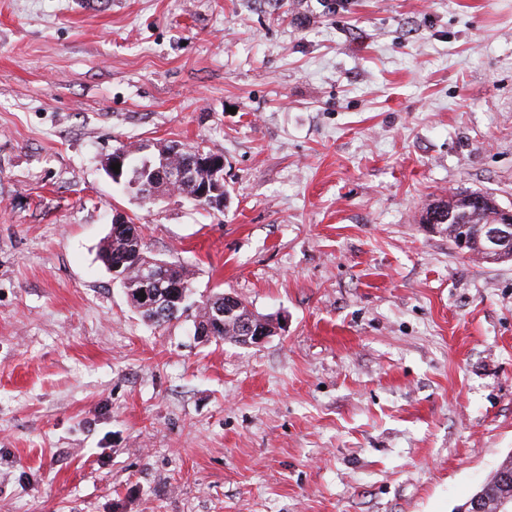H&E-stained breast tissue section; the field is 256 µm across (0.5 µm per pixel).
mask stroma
I'll return each mask as SVG.
<instances>
[{
	"label": "stroma",
	"mask_w": 512,
	"mask_h": 512,
	"mask_svg": "<svg viewBox=\"0 0 512 512\" xmlns=\"http://www.w3.org/2000/svg\"><path fill=\"white\" fill-rule=\"evenodd\" d=\"M0 0V512H452L512 454V261L429 205L512 208V0ZM224 156L223 209L105 162ZM196 300L155 326L115 212ZM126 227L118 234L113 235L112 228L108 235L104 238L99 248V259L110 271L112 266V275L118 279H123L125 272L122 271L121 264H112L114 261H122L124 269H128L127 276L124 280H120V284L126 289H137V291L129 292L126 294L128 301L133 307L139 311L143 317L151 321L153 324L162 325L169 323L173 319L179 317V313L185 310L187 307L188 299L190 298L193 291V281L191 270L184 265H177L167 262H157V268H147L144 282L145 284L153 281L158 277L160 273L165 270V274L159 277L152 284L155 291H159V288L165 289L167 280H175L184 286V292L186 294V303L183 306L180 303H175L164 298L167 294L177 295L182 294V285L176 282H171L167 285L163 292H160V300L162 301L161 311L154 312L151 308H156L160 302H156L159 299V293L153 291L151 288L143 287L144 282L141 279V267L147 261V258H153L146 254L143 243L142 230L140 225L134 224L133 221L128 220L125 224ZM171 266V267H170ZM170 267V268H169ZM143 287V288H142ZM140 292L145 293V297L140 296ZM164 293V294H163ZM144 298V301H141ZM178 306L173 309V306ZM147 309V310H146ZM225 295L230 294H216L215 296L202 301L201 305L198 307L199 310L196 318H199L200 325H202L205 331V335L202 328L199 327L198 322H195L194 325V335H196L198 338H204V336H207L206 340H209L210 336H212L214 341L228 342L237 345L238 342L233 339L234 336H238L237 320L242 316H253L255 318L259 317L253 315V312L250 311L241 300L234 296L233 297L236 300L235 304L236 306H239V309L235 311L231 317H218L223 315H230L233 312V309L228 311L225 310V308H216V314L213 311V305L217 303H221V305L224 307V301L226 300Z\"/></svg>",
	"instance_id": "35a3bbf8"
}]
</instances>
